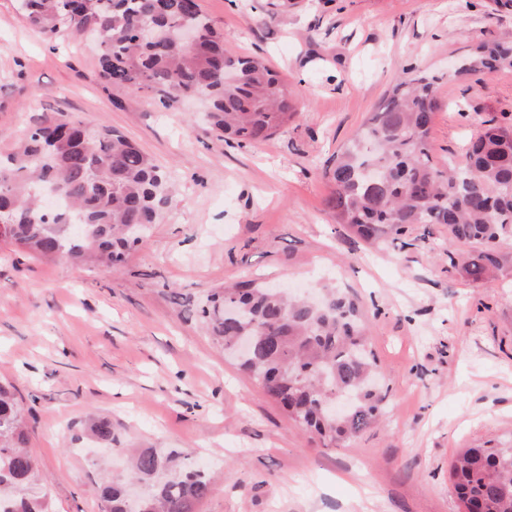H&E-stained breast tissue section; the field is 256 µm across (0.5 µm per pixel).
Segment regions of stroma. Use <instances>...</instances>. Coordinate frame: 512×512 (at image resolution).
Masks as SVG:
<instances>
[{
	"label": "stroma",
	"mask_w": 512,
	"mask_h": 512,
	"mask_svg": "<svg viewBox=\"0 0 512 512\" xmlns=\"http://www.w3.org/2000/svg\"><path fill=\"white\" fill-rule=\"evenodd\" d=\"M234 54L290 83L295 119L241 146L203 105L165 109L105 83L96 49L28 27L0 0V156L59 116L123 133L178 193L120 268L20 255L0 239V378L31 407L29 447L52 512H101L104 471L82 423L110 416L125 443L179 448L212 477L195 512H460L451 460L512 444V270L465 284L448 233L375 247L327 208L324 169L402 69L435 78L438 166L481 120L512 117V69L454 62L512 34V0H198ZM353 295L389 387L381 421L344 445L310 439L204 331L208 291L242 279Z\"/></svg>",
	"instance_id": "stroma-1"
}]
</instances>
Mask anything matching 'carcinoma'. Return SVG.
I'll use <instances>...</instances> for the list:
<instances>
[{"instance_id": "1", "label": "carcinoma", "mask_w": 512, "mask_h": 512, "mask_svg": "<svg viewBox=\"0 0 512 512\" xmlns=\"http://www.w3.org/2000/svg\"><path fill=\"white\" fill-rule=\"evenodd\" d=\"M28 23L51 40L60 31L96 40L100 76L133 87L169 109L181 99L207 103L210 125L224 138L267 141L296 116L293 93L259 57H235L227 37L186 0H21ZM185 27L195 42L179 40ZM512 67V40L480 43L458 73ZM438 103L434 78L400 76L361 134L325 169L333 185L328 207L366 242L393 244L411 224L442 225L448 243L477 244L455 264L468 283H483L512 268V124L481 121V130L443 170L429 134ZM60 184L65 209L44 210L40 193ZM164 170L124 135L106 127L55 119L33 126L18 150L0 162V223L25 254L61 256L74 264L117 268L171 206ZM224 349L244 338L252 349L240 366L301 428L331 443L360 437L380 416L386 393L368 344L369 325L353 298L334 288L310 303L282 288L240 281L211 296L199 310ZM342 414L326 411L340 394ZM89 436L117 446L126 468L99 487L103 512H194L211 478L183 452L119 447L112 420L92 414ZM28 409L13 386L0 381V512H50L47 494L34 491L38 462L27 450ZM448 483L462 512H512V446H478L458 454Z\"/></svg>"}]
</instances>
